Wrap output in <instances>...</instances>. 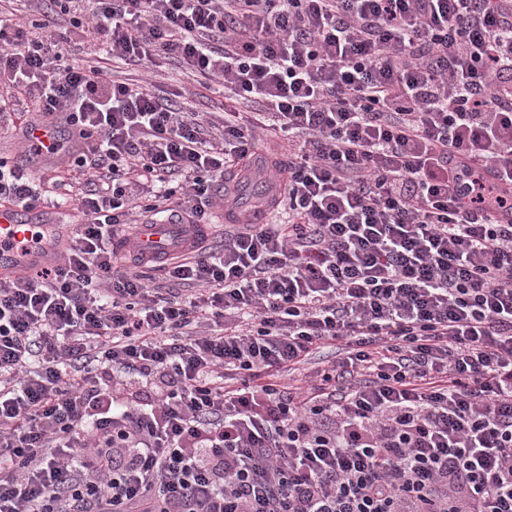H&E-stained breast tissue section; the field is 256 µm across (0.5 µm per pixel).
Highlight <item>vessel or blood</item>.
Returning <instances> with one entry per match:
<instances>
[{"mask_svg":"<svg viewBox=\"0 0 512 512\" xmlns=\"http://www.w3.org/2000/svg\"><path fill=\"white\" fill-rule=\"evenodd\" d=\"M41 214L21 206L0 208V277L13 278L28 271L34 262L54 257L58 244L59 225H43L47 234L42 246L29 254L15 250V243L30 237L32 230L40 223ZM181 243V233L172 224L159 222L143 225L140 235L126 246L142 249L164 258Z\"/></svg>","mask_w":512,"mask_h":512,"instance_id":"1","label":"vessel or blood"}]
</instances>
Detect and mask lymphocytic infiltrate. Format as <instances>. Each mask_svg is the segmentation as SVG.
<instances>
[{
    "instance_id": "f902f5d3",
    "label": "lymphocytic infiltrate",
    "mask_w": 512,
    "mask_h": 512,
    "mask_svg": "<svg viewBox=\"0 0 512 512\" xmlns=\"http://www.w3.org/2000/svg\"><path fill=\"white\" fill-rule=\"evenodd\" d=\"M83 45L239 107L213 140ZM19 96L77 131L84 221L0 280V512H512V0H52L0 11ZM264 176L283 222L234 211ZM184 197L162 287L112 240ZM43 202L0 160L1 207ZM336 348H325L319 350V352L313 354L311 356V360L308 361L305 365L300 367L299 371H296L291 378L294 379H305L306 375H309L313 372H317L322 368H328V361L334 362L336 361Z\"/></svg>"
}]
</instances>
